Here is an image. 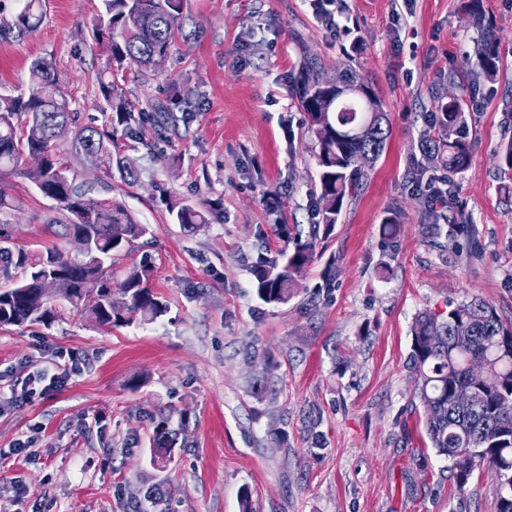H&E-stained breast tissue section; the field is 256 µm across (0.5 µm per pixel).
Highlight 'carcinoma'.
I'll use <instances>...</instances> for the list:
<instances>
[{"label": "carcinoma", "instance_id": "1", "mask_svg": "<svg viewBox=\"0 0 512 512\" xmlns=\"http://www.w3.org/2000/svg\"><path fill=\"white\" fill-rule=\"evenodd\" d=\"M102 2L93 38L101 61L97 85L111 111L107 123L72 129L74 112L61 93L53 63L47 59L33 62L26 92L0 96V174L22 171L25 155L39 159L37 189L69 214L65 236L86 242V251L79 259L55 249L35 258L24 250L14 253L0 247V259L14 256L15 265L22 270V276L12 286L0 289L1 327L48 326L58 317L56 307L41 295V277L46 274H55L65 282L59 299L102 327L127 322L129 314L139 313L153 321L166 312V305L150 285L151 270L145 265L112 286L106 263L145 236L148 227L121 202L82 192L59 159L57 141L67 137L72 153L99 159L106 177H112L116 170L123 181L135 182L136 174L126 166L119 140L138 136L139 130L132 126L137 118L176 124L178 104L188 103L191 92H178L155 103L153 114L136 117L119 76L130 59L137 60L144 69L156 71L164 66L175 41L183 0ZM39 8V0H25L12 21L0 23V37L30 32L41 21ZM498 43L495 27L484 28L474 48L477 70L466 77L464 90L472 92L477 85L496 79L500 69ZM321 68L320 59L309 58L294 79L298 105L320 146L317 222L305 238L288 231L291 252L277 256L262 252L253 264L257 297L273 307L292 299L295 278L313 260L317 236L334 229L344 204L360 189L365 171L356 162L357 156L370 152L379 157L390 136L382 103L369 83L351 68L342 67L328 86L320 87L313 74ZM347 87L359 88L361 95L339 98L340 91ZM433 121L437 135L421 137L420 157L413 158L409 170L414 182L422 180L432 164L450 172H461L470 166L471 145L462 98L437 100ZM497 156L500 191L511 196L512 140L499 148ZM161 203L173 223L191 228L209 223L216 208L208 200L174 201L167 194ZM90 279L100 284L99 297L94 301L86 298L82 289ZM116 293L121 296L119 302L113 299ZM410 333L407 365L417 383L416 396L426 410L424 425L431 447L451 462L449 469L461 488L476 468H484L491 477L497 512H512V323H504L490 303L472 297L449 308L445 317L418 314ZM475 363L484 367V379L475 386L474 401L461 407L453 394L471 385L469 370ZM155 441V457L163 461L171 452L166 424L156 427Z\"/></svg>", "mask_w": 512, "mask_h": 512}]
</instances>
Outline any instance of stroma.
Wrapping results in <instances>:
<instances>
[{"mask_svg": "<svg viewBox=\"0 0 512 512\" xmlns=\"http://www.w3.org/2000/svg\"><path fill=\"white\" fill-rule=\"evenodd\" d=\"M498 28L500 72L465 112L472 162L430 168L410 181V156L432 126L450 76L476 68L480 29L470 0H413L393 21V0H336V29L310 0H184L165 67L126 65L137 110L193 91L188 116L162 129L144 123L125 155L134 186L106 178L86 157L58 151L78 184L117 198L149 232L116 256L113 281L152 270L168 304L149 322L98 327L62 311L51 326L0 329V504L9 512H497L484 469L458 486L425 435L426 412L407 367L413 319L476 296L512 322V198L499 191L496 149L512 138V0H480ZM101 0H43L40 26L0 40V94L27 88L34 59L52 60L78 126L105 124L92 25ZM325 75L347 64L372 85L391 136L319 237L292 300L255 294L258 253L285 249L279 229L314 221L319 147L293 81L306 56ZM24 171L0 177L14 209L0 212L10 249H77L58 237L63 211ZM452 182L449 206L426 214L427 183ZM215 200L209 224L172 223L161 193ZM396 216L400 232L380 228ZM84 359L59 391L19 403L23 366L55 371L57 353ZM143 376L133 386L135 376ZM267 377L263 395L253 393ZM175 434L173 458L152 461L155 420ZM31 441L34 460L14 456Z\"/></svg>", "mask_w": 512, "mask_h": 512, "instance_id": "35a3bbf8", "label": "stroma"}]
</instances>
